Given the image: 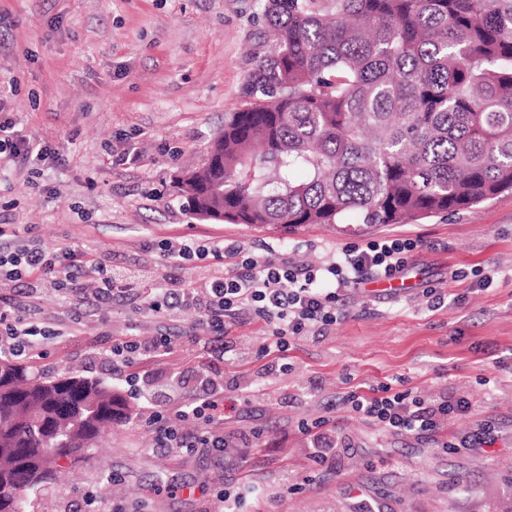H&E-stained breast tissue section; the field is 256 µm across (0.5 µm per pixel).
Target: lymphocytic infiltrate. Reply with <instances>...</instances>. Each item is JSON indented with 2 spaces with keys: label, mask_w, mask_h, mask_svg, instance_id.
Instances as JSON below:
<instances>
[{
  "label": "lymphocytic infiltrate",
  "mask_w": 512,
  "mask_h": 512,
  "mask_svg": "<svg viewBox=\"0 0 512 512\" xmlns=\"http://www.w3.org/2000/svg\"><path fill=\"white\" fill-rule=\"evenodd\" d=\"M0 156L23 166L52 160L55 153L22 134L12 119L0 118ZM418 247V241L410 238L374 240L362 247H346L341 256L313 269L255 254L233 242L208 245L174 241L163 248L172 266L195 267L212 260H227L232 268L203 282L174 278L162 285L142 269L108 272L100 255L75 246L48 249L36 241L20 242L18 226L0 221V282L26 284V297L31 302L39 300L49 284L65 298L77 299L79 305L87 307L119 302L135 290L141 297L142 311L153 317L167 319L183 310L195 311L197 340L219 360L224 357L229 327L243 320L261 321L270 329L261 354L268 358L269 370L284 372L288 369L284 358L292 339L323 335L343 318L344 311L339 306L342 290L358 287L370 274L385 279L399 275ZM90 277L98 286L89 291L85 282ZM49 333V328L38 326L30 318L0 312V353L33 354L38 348L37 337ZM175 342V336L167 330L149 341L133 334L125 336L112 343V363L128 367L139 355L162 360L172 353ZM341 403L382 428L418 435L437 432L448 416L467 414L472 407L463 397L426 399L392 391L387 385L351 390L342 396ZM184 413L202 423V432L188 434L164 424L161 416H154L159 447L185 454L201 448L222 453L229 448L224 437L222 391L213 389L194 398Z\"/></svg>",
  "instance_id": "lymphocytic-infiltrate-1"
}]
</instances>
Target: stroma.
<instances>
[{
	"mask_svg": "<svg viewBox=\"0 0 512 512\" xmlns=\"http://www.w3.org/2000/svg\"><path fill=\"white\" fill-rule=\"evenodd\" d=\"M259 0H0V114L58 155L51 168L24 166L0 182V219L43 246L102 252L108 265L183 277L161 242L234 240L300 265L350 245L413 238L410 291L343 293L345 318L325 335L292 340L287 373H269L263 324L234 328L233 373L223 375L224 435L257 431L251 453L279 512H512V192L420 224L358 222L291 229L205 221L178 193V171L202 166L224 116L244 104L256 55L268 46ZM138 158L118 162L126 148ZM437 288L435 308L425 294ZM140 297L87 309L44 291L31 366L40 375L74 370L125 390L130 420L113 424L69 478L30 493L32 512H221L215 497L243 477L234 457L202 448L185 456L155 445L150 416L200 432L179 408L210 373L193 342L198 317L177 314L173 357L143 360L140 382L112 365L114 339L160 331L139 313ZM391 385L426 398L463 396V416L432 436L397 433L335 401L358 386ZM252 389L250 402L238 401ZM331 416L336 454H308L299 426ZM489 431L493 445L463 448Z\"/></svg>",
	"mask_w": 512,
	"mask_h": 512,
	"instance_id": "1",
	"label": "stroma"
}]
</instances>
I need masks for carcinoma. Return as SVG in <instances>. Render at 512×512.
<instances>
[{"label":"carcinoma","mask_w":512,"mask_h":512,"mask_svg":"<svg viewBox=\"0 0 512 512\" xmlns=\"http://www.w3.org/2000/svg\"><path fill=\"white\" fill-rule=\"evenodd\" d=\"M271 44L179 180L232 224H413L512 190V0H263ZM125 396L0 358V512L129 418Z\"/></svg>","instance_id":"1"}]
</instances>
